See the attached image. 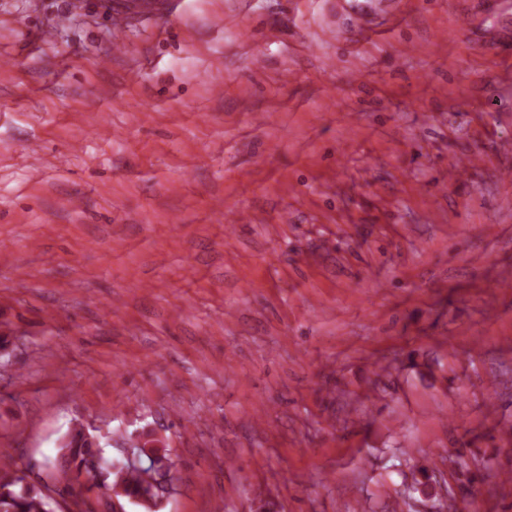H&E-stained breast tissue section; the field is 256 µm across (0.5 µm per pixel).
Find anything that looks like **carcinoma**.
Returning a JSON list of instances; mask_svg holds the SVG:
<instances>
[{
  "label": "carcinoma",
  "mask_w": 512,
  "mask_h": 512,
  "mask_svg": "<svg viewBox=\"0 0 512 512\" xmlns=\"http://www.w3.org/2000/svg\"><path fill=\"white\" fill-rule=\"evenodd\" d=\"M150 432L139 435L134 448L146 457L148 467H137L126 460H112L110 465L93 474L86 471L87 463L99 452V443L89 438L84 427L75 426L63 437L59 456L44 463L49 484L23 483L12 461L0 462V512H50L54 503L45 492L53 486L57 495H74L75 475L86 473V490L103 487L112 493L120 505L134 504L145 512H159L162 501L151 493L148 479L163 480L172 476L167 449L149 448Z\"/></svg>",
  "instance_id": "carcinoma-1"
}]
</instances>
